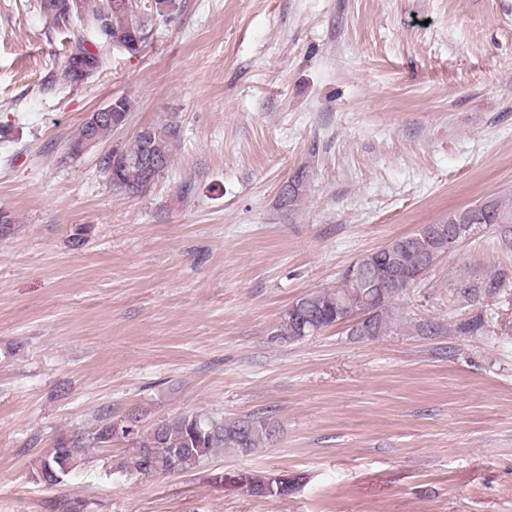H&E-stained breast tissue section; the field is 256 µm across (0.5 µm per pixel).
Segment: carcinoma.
I'll return each instance as SVG.
<instances>
[{"instance_id": "carcinoma-1", "label": "carcinoma", "mask_w": 512, "mask_h": 512, "mask_svg": "<svg viewBox=\"0 0 512 512\" xmlns=\"http://www.w3.org/2000/svg\"><path fill=\"white\" fill-rule=\"evenodd\" d=\"M117 0H81V12L69 8L71 0H55L54 9L41 12L54 26L63 27L75 18L93 24L105 44L117 43L127 53L135 55L145 43L147 21L133 9L116 6ZM102 64L100 51H92L80 44L68 55L57 80L76 85L84 82L76 67L82 66L96 73ZM94 118L90 112L76 132L67 140V157L75 160ZM149 141L136 134L124 144V151L130 158L150 153L157 163L151 170L136 163L115 164L103 162L100 171L108 179L112 189L132 197L144 196L165 176L173 164L174 152L179 140L178 124L169 122L161 126L152 125ZM303 177L297 175L285 186L283 200L296 206L304 191ZM447 224H479L480 231L493 226L504 234H512V213L507 211L496 198H487L478 205L451 211L445 220ZM434 246L424 232L419 231L395 238L387 243L388 250L378 254H365L355 264L367 266L378 279L387 280V264L396 260L408 271L425 269L429 272L436 267L428 263V256ZM512 283V269L496 270L482 279L458 278L453 286L466 302L475 303L495 294L506 284ZM408 288L387 284L383 289L373 316V335L378 336L391 323V308L394 300L405 294ZM359 301V294L347 276L342 274L327 287L306 295L303 309V323H294L288 316L280 317L274 337L283 341H297L302 332L336 325L340 310ZM116 419L110 414H101L83 431L61 433L57 436L56 449L46 450L34 461L33 470L38 480L45 485L56 486L85 464L92 448L112 447V426ZM277 430L271 419L261 415L239 417H217L202 413H185L155 423L149 430L137 426L134 437L141 451L128 450L119 468L137 476L150 477L157 474L187 472L199 467L218 450H232L243 454L252 453L269 444L276 437Z\"/></svg>"}]
</instances>
